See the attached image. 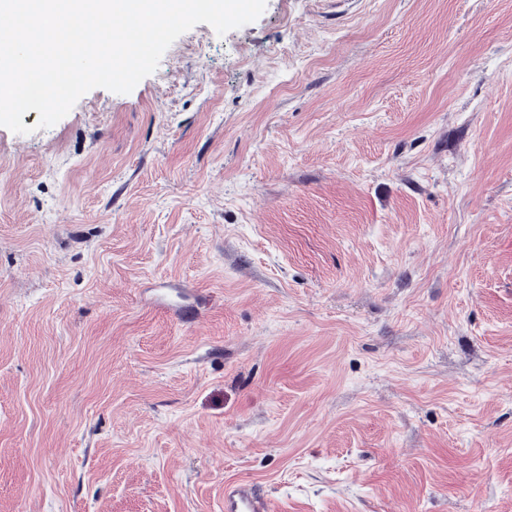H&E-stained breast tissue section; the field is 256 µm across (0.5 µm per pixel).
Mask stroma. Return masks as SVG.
Returning a JSON list of instances; mask_svg holds the SVG:
<instances>
[{
	"label": "stroma",
	"mask_w": 512,
	"mask_h": 512,
	"mask_svg": "<svg viewBox=\"0 0 512 512\" xmlns=\"http://www.w3.org/2000/svg\"><path fill=\"white\" fill-rule=\"evenodd\" d=\"M0 126V512H512V0H267ZM270 501L253 484L237 482L224 487V512H271Z\"/></svg>",
	"instance_id": "stroma-1"
}]
</instances>
